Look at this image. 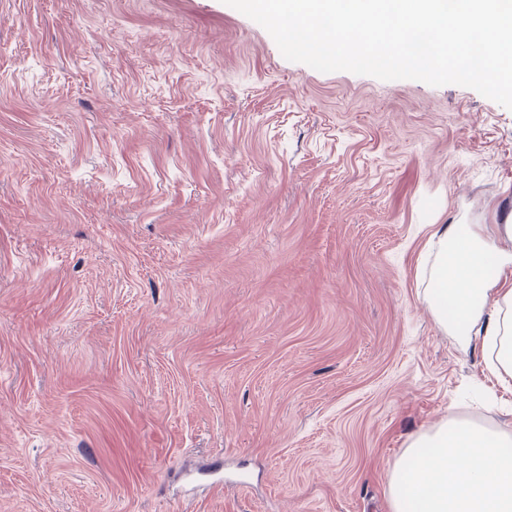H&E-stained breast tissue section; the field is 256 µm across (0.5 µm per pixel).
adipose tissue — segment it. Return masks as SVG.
Instances as JSON below:
<instances>
[{
    "label": "adipose tissue",
    "mask_w": 512,
    "mask_h": 512,
    "mask_svg": "<svg viewBox=\"0 0 512 512\" xmlns=\"http://www.w3.org/2000/svg\"><path fill=\"white\" fill-rule=\"evenodd\" d=\"M427 302L462 351L480 343L485 367L512 388V224L491 241L440 224ZM393 512H512V435L449 418L416 439L390 475Z\"/></svg>",
    "instance_id": "adipose-tissue-1"
}]
</instances>
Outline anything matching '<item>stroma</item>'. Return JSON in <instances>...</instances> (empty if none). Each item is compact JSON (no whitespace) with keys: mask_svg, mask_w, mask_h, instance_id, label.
I'll return each mask as SVG.
<instances>
[{"mask_svg":"<svg viewBox=\"0 0 512 512\" xmlns=\"http://www.w3.org/2000/svg\"><path fill=\"white\" fill-rule=\"evenodd\" d=\"M511 219L473 89L224 0H0V512H392L416 437L512 434L425 300L432 225Z\"/></svg>","mask_w":512,"mask_h":512,"instance_id":"35a3bbf8","label":"stroma"}]
</instances>
